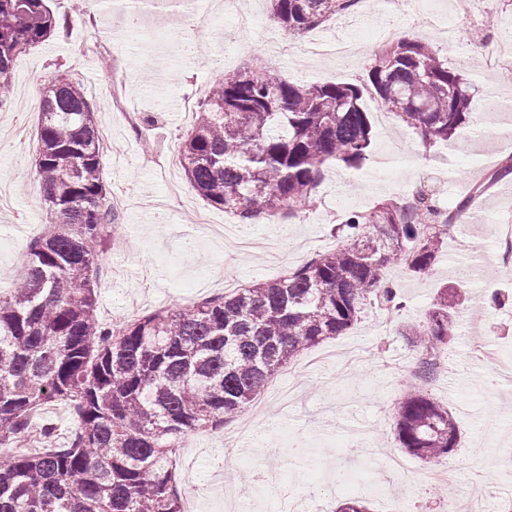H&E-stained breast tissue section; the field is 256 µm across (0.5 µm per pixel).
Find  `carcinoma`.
Instances as JSON below:
<instances>
[{
	"label": "carcinoma",
	"instance_id": "obj_1",
	"mask_svg": "<svg viewBox=\"0 0 512 512\" xmlns=\"http://www.w3.org/2000/svg\"><path fill=\"white\" fill-rule=\"evenodd\" d=\"M355 0H271L290 34L317 28ZM61 27L46 0H0V107L17 56ZM368 81L382 107L446 142L468 115L470 87L427 43L399 39L376 54ZM352 84L292 83L275 70L242 71L211 89L181 143L197 193L240 220L311 206L324 168L365 159L371 126ZM35 168L50 213L20 278L0 294V447L27 435L55 403L78 426L62 448L0 461V512H183L172 448L184 435L240 413L277 369L341 335L364 302L400 303L383 280L402 262L429 274L442 233L479 186L445 212L420 187L413 202L348 213L336 250L273 280L112 329L97 319L98 243L112 223L101 178L95 112L83 88L58 77L41 100ZM407 335L439 352L453 335L448 299ZM401 447L421 458L458 442L453 414L418 388L399 402Z\"/></svg>",
	"mask_w": 512,
	"mask_h": 512
}]
</instances>
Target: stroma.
<instances>
[{
  "instance_id": "stroma-1",
  "label": "stroma",
  "mask_w": 512,
  "mask_h": 512,
  "mask_svg": "<svg viewBox=\"0 0 512 512\" xmlns=\"http://www.w3.org/2000/svg\"><path fill=\"white\" fill-rule=\"evenodd\" d=\"M54 15L67 21L65 32L19 55L11 73V100L0 112V289H7V274L21 270L23 252L47 219L39 180L35 175L37 129L41 96L49 82L63 75L78 81L97 114L101 135L111 136L114 150L103 158L107 189L130 193L132 203L105 225L97 261V317L111 324L128 297L151 288L145 312L183 308L223 293V286L202 284L205 274H231L243 284L272 280L300 266L315 253L340 242L336 231L341 216L376 204L398 201L421 181L440 190L439 204L454 209L476 184H490L473 207L477 221L469 236L449 233L443 253L430 275L413 273L403 265L389 266L384 279L397 290L402 308L393 313L384 331H377L381 308L365 305L358 321L343 335L323 342L326 350L362 349L363 362L349 367L313 365L289 376L280 369L259 396L266 419L258 426L259 444L228 458L221 430L194 433V445L175 449L178 481L191 468L222 474L226 496L199 485L195 512H236L240 501L255 502V487L269 462L268 450L278 447L290 470L288 493L299 497L301 486L319 471L342 470L348 482L326 483L319 501L303 500L297 512H336L356 497L365 498L371 512H384L382 488L403 498L404 512H445L444 490L430 478L437 460H422L401 448L396 434L397 406L407 390L421 386L439 405L452 412L460 432L448 461L457 468V483L466 487L480 474L494 492L512 491V475L496 467L504 449L512 448V424L501 409L512 405V381L486 383L491 368L474 362V347L488 342L501 365L512 367V304L499 308L487 301L492 291L512 295V280L487 270L483 279L466 281L457 275V250L490 253L496 225L512 221V176L498 182L490 177L512 156V54L500 52L512 44V0H357L350 10L330 17L308 34L285 36L275 22L269 0H236L221 14L212 31L201 33L207 56L187 54L163 61L152 38L127 41L116 31L108 12L87 17L86 0H46ZM465 18H458V10ZM438 12L449 32L435 33L428 25ZM392 27L396 36L422 40L447 60L449 67L468 79L469 116L448 142L424 147L417 130L406 126L372 104L376 94L367 79L377 46L368 35ZM111 32L110 50L101 55L84 51L95 33ZM344 33L363 41L356 57L339 61L300 52L308 39ZM294 45L281 56L276 46L283 39ZM126 64V97L130 109L141 115L140 130L128 126L113 111L110 83L115 57ZM270 67L292 82L337 80L358 85L372 126L371 143L358 167L343 165L324 170L313 202L297 216L249 223L236 221L222 208L194 196L196 206L217 224L234 225L237 235L262 241L259 249H241L234 243L209 237L193 216L180 210L169 186L192 194L183 169L164 177L155 158L178 151L186 131L180 104L183 97L204 99L213 85L243 67ZM138 243L135 255L112 253L116 238ZM453 285L457 296L448 304L459 314L446 352L449 369L463 373L466 385L443 383L434 376L421 381L405 368V360L420 357L406 336L410 325L425 320L440 288ZM405 464L401 473L385 470L386 454Z\"/></svg>"
}]
</instances>
